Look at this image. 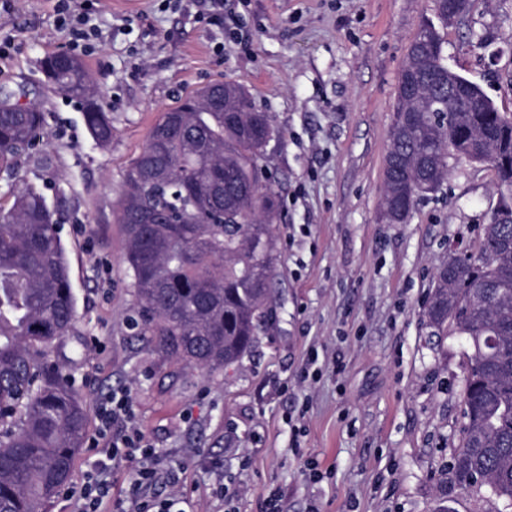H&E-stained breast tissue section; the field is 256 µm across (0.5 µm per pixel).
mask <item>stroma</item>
Instances as JSON below:
<instances>
[{
	"label": "stroma",
	"mask_w": 512,
	"mask_h": 512,
	"mask_svg": "<svg viewBox=\"0 0 512 512\" xmlns=\"http://www.w3.org/2000/svg\"><path fill=\"white\" fill-rule=\"evenodd\" d=\"M87 19L79 52L112 141L49 87L43 60L72 35L57 0L0 7V99L45 116L37 145L0 172V210L22 187L56 210L77 323L51 359L76 381L88 429L101 398L131 394L143 434L177 471L194 512H495L486 493L441 490L463 425L460 340L431 341L425 309L448 248L474 244L498 200L490 164L455 161L409 221L383 218V165L401 69L423 23L450 69L512 113V0H470L441 25L437 0H69ZM218 81L242 86L275 138L262 162L282 187L273 222L277 316L253 352L212 374L159 358L130 327L136 302L116 205L158 115Z\"/></svg>",
	"instance_id": "1"
}]
</instances>
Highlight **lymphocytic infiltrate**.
<instances>
[{"instance_id": "1", "label": "lymphocytic infiltrate", "mask_w": 512, "mask_h": 512, "mask_svg": "<svg viewBox=\"0 0 512 512\" xmlns=\"http://www.w3.org/2000/svg\"><path fill=\"white\" fill-rule=\"evenodd\" d=\"M97 419L98 429L91 439V448L96 453L93 469L86 481L66 490L67 497L74 502V512H175L181 503L178 496L160 498L149 492L159 477H166L172 485L178 483L179 477L174 470L161 469L155 449L145 442L135 421L129 392L115 390L103 398ZM135 453L139 454L140 462L134 480L122 499L111 500L108 474Z\"/></svg>"}]
</instances>
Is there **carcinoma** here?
Returning a JSON list of instances; mask_svg holds the SVG:
<instances>
[{
    "mask_svg": "<svg viewBox=\"0 0 512 512\" xmlns=\"http://www.w3.org/2000/svg\"><path fill=\"white\" fill-rule=\"evenodd\" d=\"M445 41H411L402 73L423 76L418 96L398 85L383 203L404 224L418 191L443 186L448 161L471 149L494 169L500 200L512 207V114L460 74L471 111L448 93ZM51 85L84 105L100 145L112 120L95 101L80 59L68 68L47 57ZM209 88L159 114L122 185L117 220L136 298L131 325L154 350L186 367L216 372L238 365L275 320L273 233L279 193L262 184L260 161L275 134L245 91L224 83V108ZM44 125L35 105L14 111L0 100V169L35 143ZM431 335L467 345L463 436L445 468L450 484L486 487L512 512V223L484 224L475 254L453 277L441 266L426 311ZM69 262L55 211L23 189L0 212V512H46L71 476L85 442L87 408L72 380L43 362L76 327Z\"/></svg>",
    "mask_w": 512,
    "mask_h": 512,
    "instance_id": "obj_1",
    "label": "carcinoma"
}]
</instances>
